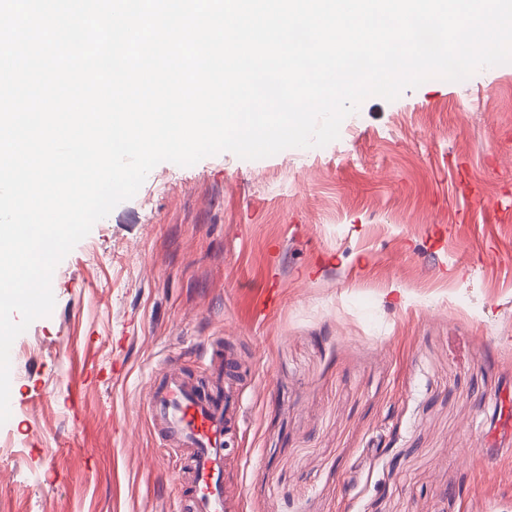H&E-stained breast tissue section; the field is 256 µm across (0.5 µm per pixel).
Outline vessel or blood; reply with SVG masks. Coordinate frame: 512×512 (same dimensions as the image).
<instances>
[{
    "label": "vessel or blood",
    "instance_id": "1",
    "mask_svg": "<svg viewBox=\"0 0 512 512\" xmlns=\"http://www.w3.org/2000/svg\"><path fill=\"white\" fill-rule=\"evenodd\" d=\"M150 402L154 418L190 460V512H240L239 502L224 494V447L240 417L242 395L229 397L217 389L207 396L171 377L155 388Z\"/></svg>",
    "mask_w": 512,
    "mask_h": 512
}]
</instances>
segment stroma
Returning a JSON list of instances; mask_svg holds the SVG:
<instances>
[{
  "label": "stroma",
  "instance_id": "35a3bbf8",
  "mask_svg": "<svg viewBox=\"0 0 512 512\" xmlns=\"http://www.w3.org/2000/svg\"><path fill=\"white\" fill-rule=\"evenodd\" d=\"M52 290L15 340L0 512H174L149 392L211 353L244 393L242 512H512V460L480 458L512 448V66L367 98L311 153L160 163Z\"/></svg>",
  "mask_w": 512,
  "mask_h": 512
}]
</instances>
